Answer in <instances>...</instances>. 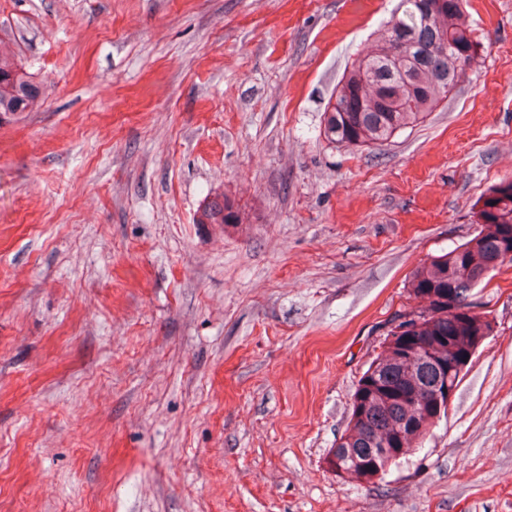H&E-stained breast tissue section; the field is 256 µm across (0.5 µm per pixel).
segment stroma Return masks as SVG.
<instances>
[{"instance_id":"35a3bbf8","label":"stroma","mask_w":512,"mask_h":512,"mask_svg":"<svg viewBox=\"0 0 512 512\" xmlns=\"http://www.w3.org/2000/svg\"><path fill=\"white\" fill-rule=\"evenodd\" d=\"M398 0H0L42 87L0 123V512H512V263L406 463L331 448L422 261L512 179V0L434 112L372 150L324 112ZM237 224H199L215 195Z\"/></svg>"}]
</instances>
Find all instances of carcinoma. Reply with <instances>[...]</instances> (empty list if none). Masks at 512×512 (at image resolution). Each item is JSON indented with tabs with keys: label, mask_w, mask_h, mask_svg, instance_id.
<instances>
[{
	"label": "carcinoma",
	"mask_w": 512,
	"mask_h": 512,
	"mask_svg": "<svg viewBox=\"0 0 512 512\" xmlns=\"http://www.w3.org/2000/svg\"><path fill=\"white\" fill-rule=\"evenodd\" d=\"M466 0H399L377 48L343 75L335 102L325 113L323 134L340 146L369 149L412 127L448 96L471 66L479 42L465 21ZM41 87L14 59L0 55V118L38 105ZM479 233L469 241L421 263L410 292L427 301L408 332L413 358L402 360L406 342L386 344L376 371L360 377L350 420L336 443L340 466L360 484L372 482L382 462L379 441L397 432L416 448L432 426L436 408L428 394L439 378L448 343L460 336H488L482 316L448 313V302L464 310L474 281L505 262L512 251V180L491 187L476 213ZM240 212L216 195L198 212V224H237Z\"/></svg>",
	"instance_id": "obj_1"
}]
</instances>
